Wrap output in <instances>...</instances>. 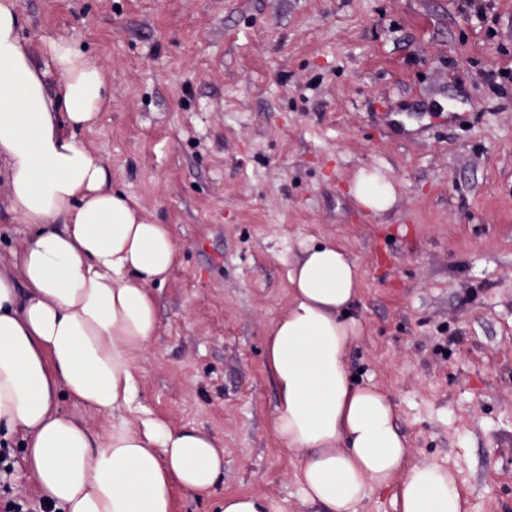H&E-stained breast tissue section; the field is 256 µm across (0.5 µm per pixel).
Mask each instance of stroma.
<instances>
[{"instance_id":"35a3bbf8","label":"stroma","mask_w":512,"mask_h":512,"mask_svg":"<svg viewBox=\"0 0 512 512\" xmlns=\"http://www.w3.org/2000/svg\"><path fill=\"white\" fill-rule=\"evenodd\" d=\"M34 64L65 39L109 102L84 145L112 187L171 225L179 261L149 286L157 338L135 358L140 411L217 438L221 512L299 499L264 347L300 246L342 245L364 324L344 361L392 401L412 461L453 469L468 512H512V0H9ZM391 181L360 210L359 171ZM30 233L0 172V261ZM350 192L373 214L387 211L395 201L393 184L377 172L362 171L351 185ZM222 512H276L264 497L252 494L229 495L224 498Z\"/></svg>"}]
</instances>
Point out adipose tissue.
Here are the masks:
<instances>
[{"mask_svg":"<svg viewBox=\"0 0 512 512\" xmlns=\"http://www.w3.org/2000/svg\"><path fill=\"white\" fill-rule=\"evenodd\" d=\"M56 95L33 65L19 18L0 0V162L11 207L30 235L0 268V435L23 434L24 461L58 512H172L173 490L205 496L224 474L218 441L149 418L130 428L135 355L155 337L147 285L177 260L172 229L112 189L101 155L77 135L108 101L100 65L66 41L52 46ZM351 194L378 214L393 184L361 172ZM291 302L267 334L275 428L298 456L303 503L357 512L370 487L397 484V512H466L454 474L413 465L392 403L356 383L343 357L364 326L347 311L360 273L331 240L305 246L289 271ZM108 412L97 438L61 398Z\"/></svg>","mask_w":512,"mask_h":512,"instance_id":"1","label":"adipose tissue"}]
</instances>
